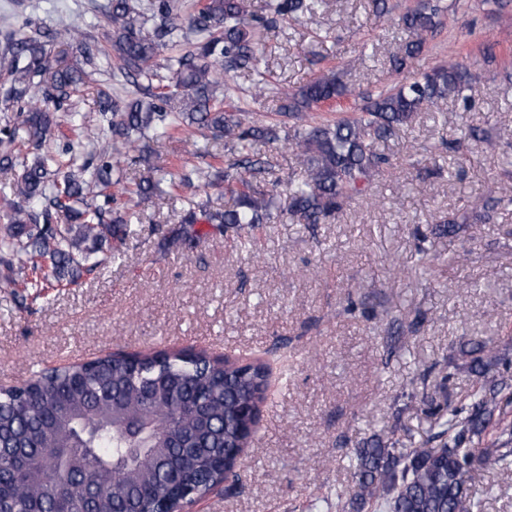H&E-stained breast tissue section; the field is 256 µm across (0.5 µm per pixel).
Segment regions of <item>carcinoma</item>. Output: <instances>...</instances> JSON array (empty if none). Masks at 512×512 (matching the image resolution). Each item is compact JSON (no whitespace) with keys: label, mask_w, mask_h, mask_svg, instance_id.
<instances>
[{"label":"carcinoma","mask_w":512,"mask_h":512,"mask_svg":"<svg viewBox=\"0 0 512 512\" xmlns=\"http://www.w3.org/2000/svg\"><path fill=\"white\" fill-rule=\"evenodd\" d=\"M322 0H107L112 32L104 45L92 43L84 15L70 18L69 31L79 59L64 64L46 48L47 34L12 32V53L4 101L27 100L0 152V175L7 181L8 232L0 238L3 262L24 252L26 261L12 282L40 293L54 279L71 281L101 261L93 255L124 235L128 219L106 218L89 200L91 188L109 197L146 196L166 184L179 194L193 179L227 182L231 204L209 211V224L242 231L269 224L274 213L299 224H325L361 194L374 176L392 166L372 149L408 126L427 107L445 111L448 99H468L470 72L454 59L406 83L363 97L359 115L312 124L313 107L355 96L336 74H324L293 91L278 90L279 113L296 120L288 140L299 172L286 183L264 185L255 178L261 161L250 157L258 141L279 140L278 126L257 125L233 106L234 88L222 70L250 69L254 95L268 89L259 63L258 28L272 32L278 22L313 13ZM408 41L394 59L397 71L410 67L426 37L441 24V9L423 0L401 17ZM138 85L142 97L127 101L99 93V111L112 113L111 135L81 123L69 148L68 171L46 150L60 123L46 104L67 99L101 72ZM183 128L209 131L224 140L234 157L211 175L202 168L166 171L146 168L129 186L120 160L151 134L168 136ZM102 159L94 169L80 155ZM468 216L441 221L437 230L457 235ZM463 354L469 369L484 374L501 361L490 338L470 342ZM267 368L255 361L211 359L189 351L159 352L137 359L105 356L42 369L18 386L0 389V512H174L208 495L240 467L253 413L264 404ZM512 402L504 381L491 380L471 396L467 415L458 409L437 423V448H407L375 434L347 457L354 483L348 500L336 493L338 512H482L470 489L478 471L512 464V433L503 431L486 448L473 447L495 412Z\"/></svg>","instance_id":"cac0c4a2"}]
</instances>
